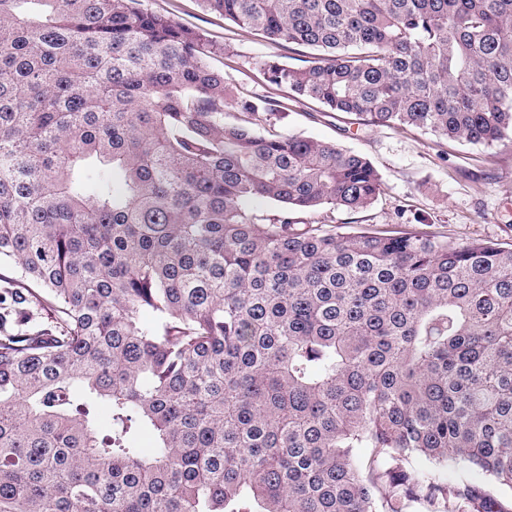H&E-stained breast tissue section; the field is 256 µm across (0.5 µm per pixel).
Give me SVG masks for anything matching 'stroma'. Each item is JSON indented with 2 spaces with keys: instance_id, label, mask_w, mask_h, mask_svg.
Returning a JSON list of instances; mask_svg holds the SVG:
<instances>
[{
  "instance_id": "obj_1",
  "label": "stroma",
  "mask_w": 512,
  "mask_h": 512,
  "mask_svg": "<svg viewBox=\"0 0 512 512\" xmlns=\"http://www.w3.org/2000/svg\"><path fill=\"white\" fill-rule=\"evenodd\" d=\"M145 8L203 30L226 54L210 57L224 74L230 99L276 102L274 111L250 115L229 107L232 121L257 133H292L336 143L364 155L379 171L383 191L368 208H339L327 219L338 232L424 228L443 239L464 243L475 239L512 245V138L492 146L448 142L436 146L432 136L417 131L358 123L354 117L329 112L314 102L296 103L285 89L270 84L260 63L275 58L302 65L309 50H288L260 35L244 31L222 15L204 10L200 0H142Z\"/></svg>"
}]
</instances>
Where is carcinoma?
<instances>
[{
    "instance_id": "cac0c4a2",
    "label": "carcinoma",
    "mask_w": 512,
    "mask_h": 512,
    "mask_svg": "<svg viewBox=\"0 0 512 512\" xmlns=\"http://www.w3.org/2000/svg\"><path fill=\"white\" fill-rule=\"evenodd\" d=\"M201 2L296 100L512 137V0ZM220 51L0 0V512H512V246L298 218L382 177L226 121Z\"/></svg>"
}]
</instances>
